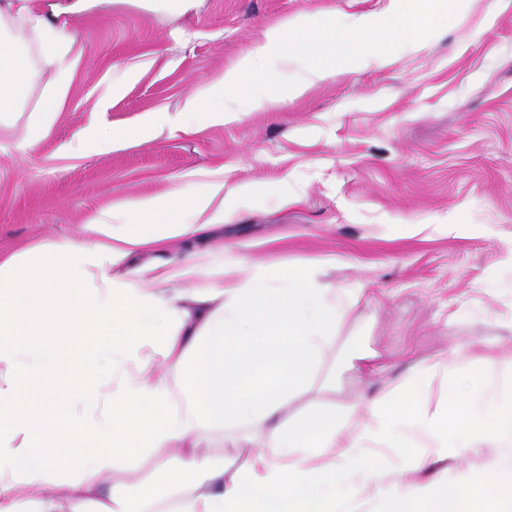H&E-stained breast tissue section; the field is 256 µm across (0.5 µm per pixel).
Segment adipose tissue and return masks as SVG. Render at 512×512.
I'll use <instances>...</instances> for the list:
<instances>
[{"label": "adipose tissue", "instance_id": "ef3b65f1", "mask_svg": "<svg viewBox=\"0 0 512 512\" xmlns=\"http://www.w3.org/2000/svg\"><path fill=\"white\" fill-rule=\"evenodd\" d=\"M0 126L28 99L35 60L58 81L31 117L18 150L49 134L76 59L72 26L48 23L28 0H0ZM216 182L186 197L138 198L85 224L87 241H56L0 261V512H136L115 473L168 451L160 471L169 490L188 479L202 492L180 496L172 512H338L336 501L373 491L388 512H512V470L494 481L418 475L450 449L490 438L512 447V350L470 354L496 370L498 396L481 409L461 403L456 419L430 406L426 391L443 362L420 365L366 402L288 420L284 404L314 382L336 352V329L359 291L338 288L315 266L284 274L243 257L205 250L180 272L157 265L113 275L135 252L174 238H203L224 217ZM192 278V294L172 288ZM59 346L92 342L75 361ZM372 410L363 420V410ZM244 428L255 439L239 464L214 462L197 436ZM410 449L408 478L365 462L367 449ZM91 449L73 466L68 449Z\"/></svg>", "mask_w": 512, "mask_h": 512}]
</instances>
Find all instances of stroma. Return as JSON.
Segmentation results:
<instances>
[{
    "mask_svg": "<svg viewBox=\"0 0 512 512\" xmlns=\"http://www.w3.org/2000/svg\"><path fill=\"white\" fill-rule=\"evenodd\" d=\"M397 0H109L85 11L79 63L48 137L16 150L28 118L0 131V257L62 239L86 240L92 215L136 197L190 194L213 182L238 189L224 226L205 240L147 249L136 267H182L221 245L289 271L325 260L323 278L361 289L336 347L374 351L370 371H340L335 391L289 402L342 404L447 358L431 402L449 382L471 402L495 393L496 372L459 348L512 346V0H477L421 52L389 66L343 64L269 109L239 104L229 121L189 128L186 99L222 84L295 19L381 20ZM117 69L131 73L104 99ZM126 133L112 150L74 151L79 134ZM496 448H456L434 474L495 473Z\"/></svg>",
    "mask_w": 512,
    "mask_h": 512,
    "instance_id": "stroma-1",
    "label": "stroma"
}]
</instances>
